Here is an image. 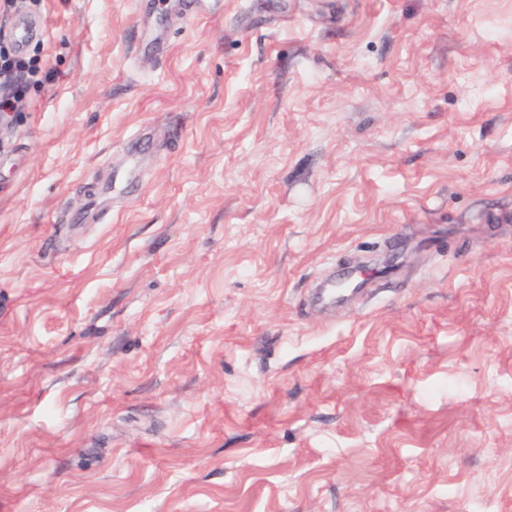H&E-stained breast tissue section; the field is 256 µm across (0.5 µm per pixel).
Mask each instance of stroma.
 <instances>
[{
	"mask_svg": "<svg viewBox=\"0 0 512 512\" xmlns=\"http://www.w3.org/2000/svg\"><path fill=\"white\" fill-rule=\"evenodd\" d=\"M17 5L0 512H512V0Z\"/></svg>",
	"mask_w": 512,
	"mask_h": 512,
	"instance_id": "35a3bbf8",
	"label": "stroma"
}]
</instances>
